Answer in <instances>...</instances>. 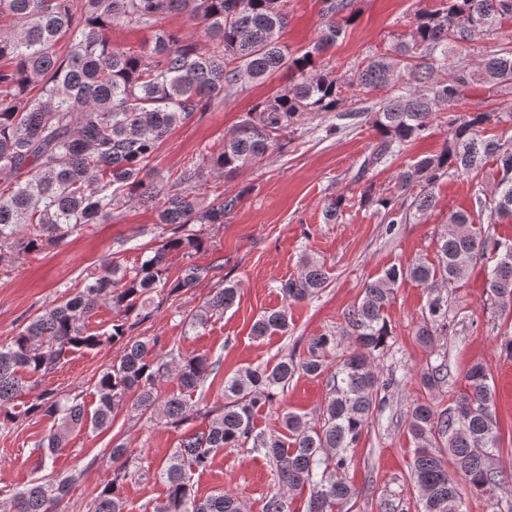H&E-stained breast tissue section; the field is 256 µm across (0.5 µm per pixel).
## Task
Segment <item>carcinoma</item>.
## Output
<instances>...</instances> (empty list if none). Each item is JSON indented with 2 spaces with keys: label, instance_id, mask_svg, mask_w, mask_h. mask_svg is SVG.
Masks as SVG:
<instances>
[{
  "label": "carcinoma",
  "instance_id": "1",
  "mask_svg": "<svg viewBox=\"0 0 512 512\" xmlns=\"http://www.w3.org/2000/svg\"><path fill=\"white\" fill-rule=\"evenodd\" d=\"M288 0H0V266L60 244L89 224L112 218L133 201L149 203L157 223L173 226V236L140 264L128 267L109 260L84 278L82 286L54 300L10 341L0 343V434L20 418L37 415L52 421L33 449L39 466L64 448L81 428L111 426L126 407L143 414L158 409L166 424L178 427L199 416L205 429L184 437L161 466L157 478L165 496L153 512H243L239 499L224 490L205 498L193 491V478L208 470L226 448L264 451L275 466L276 492L265 512H290L286 492L309 491L308 512H335L357 496L337 473L348 465L347 449L361 439L374 416L386 406L391 381L380 379L375 359L388 343L385 311L396 289L410 279L429 289L419 340L431 346L447 334V286L461 281L480 264L486 271L484 292L500 317L512 316V241L484 227L495 217L512 216V135L484 136L504 120L506 111H453L476 83L489 92L512 93V48L485 55L471 69L465 57L491 32L512 23V0H439L438 7L417 14L409 39L385 53L366 57L350 76L322 62L323 54L346 34L350 18L342 16L347 0H326L319 36L307 50L294 54L280 41L288 23ZM169 14H183L203 29L205 44L164 25ZM152 31L138 50L112 46L113 27ZM67 41L66 56L57 45ZM447 77L432 80L437 70ZM280 71L292 74L288 87L256 103L222 148L202 163L224 177L259 165L287 147L288 136L320 112H337L343 91L362 96L386 90L373 115L377 142L365 168L398 156L422 137L441 110L448 112L450 137L441 151L406 165L395 176L394 190L384 196L366 185L360 202L389 215L399 201L413 197L418 213L432 205V188L452 174L494 171L490 192L476 195L470 210L448 215L437 237L434 259L404 266L392 264L366 284L361 301L347 314L355 349L336 366L329 357L337 335L312 336L302 356L282 357L273 365L244 367L224 379V405L202 410L204 390L221 361L206 353L160 355L157 337L130 338V331L149 317L153 296L181 293L208 272L194 264L168 277L171 252L185 255L205 248L194 226L222 224L238 198L212 190L201 180L200 165L188 163L158 180L152 174L157 151L175 127L197 112L224 101V90L261 81ZM36 95H31L32 91ZM420 188L416 195L415 188ZM349 203L344 195L328 200L325 219L337 220ZM327 282L324 264L302 259L299 276L280 282L285 301L308 300ZM239 288L226 284L188 315L192 331L206 327L237 300ZM104 306L116 313L111 329H88L93 312ZM288 306L267 310L253 323L260 340L286 334ZM120 350L117 361L95 382L96 405L87 409L80 395L63 397L41 391L19 408L25 390L52 373L75 351L101 346ZM326 376L328 400L317 417L285 412L281 429L257 431L259 412L272 407L296 376ZM445 354L421 373L432 392L448 382ZM175 379L178 393L158 403L159 386ZM413 440L411 476L421 490V512H464L462 487L476 494L500 488L509 475L490 464L500 448L495 392L485 367L477 363L466 374V388L439 410L426 400L409 406ZM111 477L96 492L88 512H126L123 489L148 476L135 464L133 449H109ZM453 466L454 472L448 471ZM71 490L67 479L42 477L14 491L7 512H58Z\"/></svg>",
  "mask_w": 512,
  "mask_h": 512
}]
</instances>
